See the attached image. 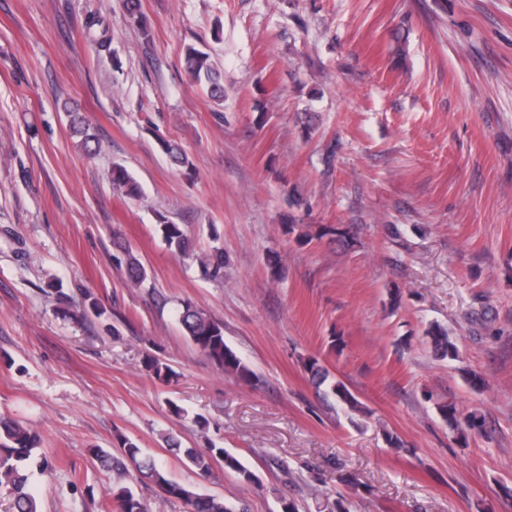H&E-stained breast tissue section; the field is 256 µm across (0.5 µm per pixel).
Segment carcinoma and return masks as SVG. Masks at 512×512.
I'll return each instance as SVG.
<instances>
[{"mask_svg": "<svg viewBox=\"0 0 512 512\" xmlns=\"http://www.w3.org/2000/svg\"><path fill=\"white\" fill-rule=\"evenodd\" d=\"M185 69L191 80L208 86L210 97L216 104L224 100L223 74L211 55L199 48L189 45L185 49ZM69 128L72 136L78 139L77 146L87 155H94L101 150L96 133L77 112L70 113ZM163 152L173 165L185 170L193 169V161L178 145L160 140ZM112 189L129 198L140 196L138 182L121 165L112 167ZM156 224L163 239L182 256L197 262L201 273L208 279L220 282L224 279V247L214 246L205 253L194 250L192 240L185 234L181 225L169 220L158 211L155 213ZM124 255L127 277L134 286L147 280V271L132 250L124 244H118ZM180 324L187 339L196 346L217 368L251 383L258 380V375L235 351L224 341L223 325L191 303L183 305L179 315ZM425 336L436 358L440 360H457L461 351L456 342L450 339L448 332L439 326H431ZM304 370L311 381L322 385L329 377L328 370L314 356L303 362ZM144 369L152 377L162 382H170L174 376L172 369L160 360L147 357ZM331 393L337 404L350 412L362 411L361 403L340 381L331 385ZM442 419L462 441H467L471 434H482L483 418L475 412H460L452 403L437 405ZM119 455L103 448L92 449L94 459L104 468L112 471L116 485L112 487L115 512H148V505L137 490L127 483L129 471L134 470L149 480L155 487L157 495L170 501H182L188 512H249L246 501L227 503L224 498L202 493L193 485L171 480L167 471L152 457L146 455L139 446L128 438L118 437ZM170 451L182 454L187 467L195 474L206 478L212 475L214 465L221 463L224 470L235 473L245 484L259 483L258 475L237 456L223 448H184L174 435L165 437ZM40 433L19 420L0 416V489L8 491L11 512H38V502L32 491V467L45 472L49 462L41 451Z\"/></svg>", "mask_w": 512, "mask_h": 512, "instance_id": "cac0c4a2", "label": "carcinoma"}]
</instances>
